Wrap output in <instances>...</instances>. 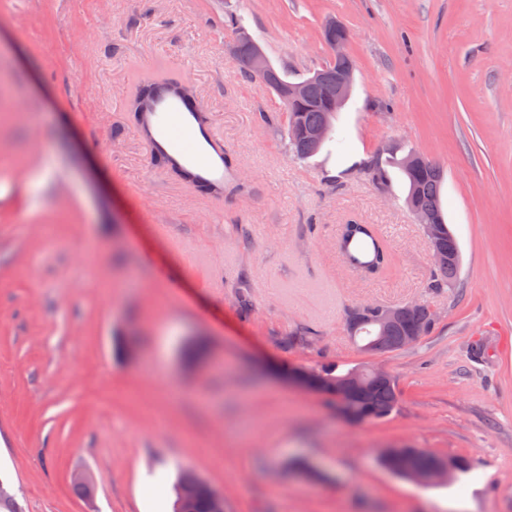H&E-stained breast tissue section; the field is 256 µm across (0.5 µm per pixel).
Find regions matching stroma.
<instances>
[{"instance_id": "35a3bbf8", "label": "stroma", "mask_w": 512, "mask_h": 512, "mask_svg": "<svg viewBox=\"0 0 512 512\" xmlns=\"http://www.w3.org/2000/svg\"><path fill=\"white\" fill-rule=\"evenodd\" d=\"M330 19L353 91L298 161L231 48L246 28L298 81L332 61ZM160 77L193 86L223 135L224 194L137 137L128 103ZM393 145L444 169L448 290L426 287L398 170L382 190L359 172ZM349 222L376 225L388 275L346 265ZM419 301L439 318L412 346L367 353L345 328L354 306ZM284 361L383 367L399 407L349 423L278 377ZM394 447L470 468L419 486L381 466ZM181 469L226 512H512V0H0V481L19 512H171Z\"/></svg>"}]
</instances>
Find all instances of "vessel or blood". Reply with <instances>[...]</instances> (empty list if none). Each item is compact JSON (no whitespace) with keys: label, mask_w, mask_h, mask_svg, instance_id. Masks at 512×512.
Returning a JSON list of instances; mask_svg holds the SVG:
<instances>
[{"label":"vessel or blood","mask_w":512,"mask_h":512,"mask_svg":"<svg viewBox=\"0 0 512 512\" xmlns=\"http://www.w3.org/2000/svg\"><path fill=\"white\" fill-rule=\"evenodd\" d=\"M166 124L151 122L141 139L150 153L168 154L181 167L188 168L197 183L220 186L224 183V140L217 134L205 112L188 110L181 95L174 91L160 94L153 105Z\"/></svg>","instance_id":"b4317fda"}]
</instances>
